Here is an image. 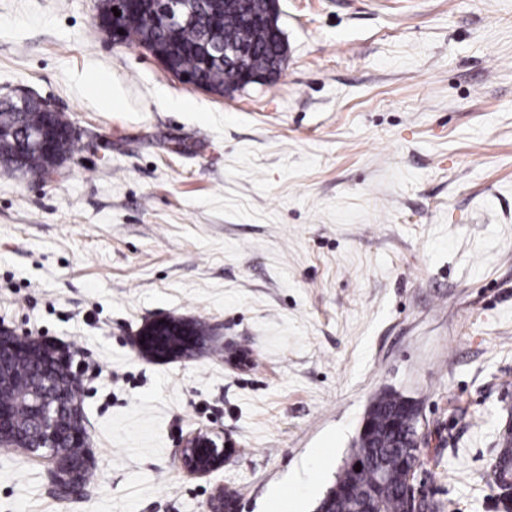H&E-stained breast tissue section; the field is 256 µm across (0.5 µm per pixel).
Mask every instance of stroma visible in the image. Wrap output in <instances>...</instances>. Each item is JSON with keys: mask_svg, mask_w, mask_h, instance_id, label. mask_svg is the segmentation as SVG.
<instances>
[{"mask_svg": "<svg viewBox=\"0 0 512 512\" xmlns=\"http://www.w3.org/2000/svg\"><path fill=\"white\" fill-rule=\"evenodd\" d=\"M0 0V96L79 129L64 174H0V325L79 364L94 478L0 449V512H315L372 397L421 409L442 512H500L512 421V0H280L279 77L219 97L97 29ZM112 82L120 105L90 83ZM205 322L191 359L133 342ZM230 447L204 477L182 438Z\"/></svg>", "mask_w": 512, "mask_h": 512, "instance_id": "1", "label": "stroma"}]
</instances>
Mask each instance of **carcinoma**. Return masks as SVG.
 I'll return each mask as SVG.
<instances>
[{
    "label": "carcinoma",
    "mask_w": 512,
    "mask_h": 512,
    "mask_svg": "<svg viewBox=\"0 0 512 512\" xmlns=\"http://www.w3.org/2000/svg\"><path fill=\"white\" fill-rule=\"evenodd\" d=\"M276 0H198L195 22L179 30L160 23L150 26L140 12L138 0H129L124 14L112 20V0H100L97 27L108 33L112 25L123 30V44L163 53L169 71L188 78L194 88L222 96L249 86L250 78L261 76L274 81L287 59L288 44L278 25ZM52 117L36 100L20 105L11 95L0 97V127L13 131L0 139V169L44 180L52 164L42 149L30 143L32 134L47 131ZM78 136L64 129L57 133L56 151L60 161L73 152ZM206 335V325L198 320L184 323L171 317L149 332L147 352L163 355L175 342L185 341L184 332ZM71 354L57 352L35 340L5 358L0 365V381L9 385L12 434H27L36 428L38 411L34 398L59 384L68 385L72 401L78 400L67 371ZM365 420L372 432L358 434L345 470L320 500L327 512H355L363 505L368 512H441L438 501L424 497L414 503L407 495L409 474L421 467V457L410 452L419 437V409L400 395L385 391L371 401ZM62 447L56 449L54 474L63 487H84L91 479L90 437L76 430L59 431ZM361 471H355L356 467ZM512 475V451L498 449L491 466L493 484Z\"/></svg>",
    "instance_id": "obj_1"
}]
</instances>
